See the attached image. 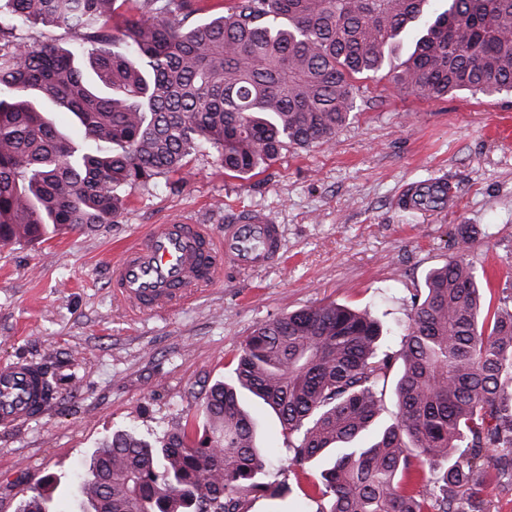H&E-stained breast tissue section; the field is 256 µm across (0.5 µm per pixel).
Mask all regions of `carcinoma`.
Wrapping results in <instances>:
<instances>
[{"label":"carcinoma","instance_id":"obj_1","mask_svg":"<svg viewBox=\"0 0 512 512\" xmlns=\"http://www.w3.org/2000/svg\"><path fill=\"white\" fill-rule=\"evenodd\" d=\"M117 0H0V244L49 229L108 224L125 190L180 173L216 149L245 178L282 152L328 144L356 108L357 80L382 70L405 35L413 51L390 72L406 92L439 98L512 92V0H230L188 23L194 0H138L140 17L111 51ZM62 27L69 46L35 48L20 30ZM72 113L82 144L49 117ZM445 191L421 183L413 207ZM412 316L389 350L367 310L319 304L258 326L233 376L213 384L202 430L186 422L147 439L112 434L77 474L80 512H241L283 494L263 480L241 407L246 390L278 416L304 470L329 467L304 495L319 512H489L512 480V308L463 251L411 294ZM396 376L394 421L368 443L382 388ZM43 477L21 512H50Z\"/></svg>","mask_w":512,"mask_h":512}]
</instances>
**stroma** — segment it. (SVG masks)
Returning <instances> with one entry per match:
<instances>
[{"label": "stroma", "instance_id": "stroma-1", "mask_svg": "<svg viewBox=\"0 0 512 512\" xmlns=\"http://www.w3.org/2000/svg\"><path fill=\"white\" fill-rule=\"evenodd\" d=\"M358 108L331 142L288 150L263 172L229 176L208 148L188 156L185 178L162 176L126 191L112 223L0 246V367L48 369L58 393L42 415L0 431V512H20L37 478H56L52 512H76L73 469L112 433L148 435L200 413L205 392L233 374L260 324L320 303L370 309L397 347L414 289L458 248L495 288L512 286V94L431 98L389 78L359 80ZM434 178L451 201L406 210L403 190ZM255 209L281 224L279 265L217 277L168 312L140 314L114 296L113 261L148 227L186 217L223 232L224 216ZM270 448L265 480L279 497L248 512H319L307 475L276 416L247 400Z\"/></svg>", "mask_w": 512, "mask_h": 512}]
</instances>
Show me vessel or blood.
<instances>
[{
	"label": "vessel or blood",
	"instance_id": "1",
	"mask_svg": "<svg viewBox=\"0 0 512 512\" xmlns=\"http://www.w3.org/2000/svg\"><path fill=\"white\" fill-rule=\"evenodd\" d=\"M281 257L282 229L262 212L228 214L218 240L207 225L172 219L123 250L112 266V288L119 299L152 313L189 301L222 269L246 272L276 265ZM42 381L39 368L26 361L0 368L1 429L42 412Z\"/></svg>",
	"mask_w": 512,
	"mask_h": 512
}]
</instances>
